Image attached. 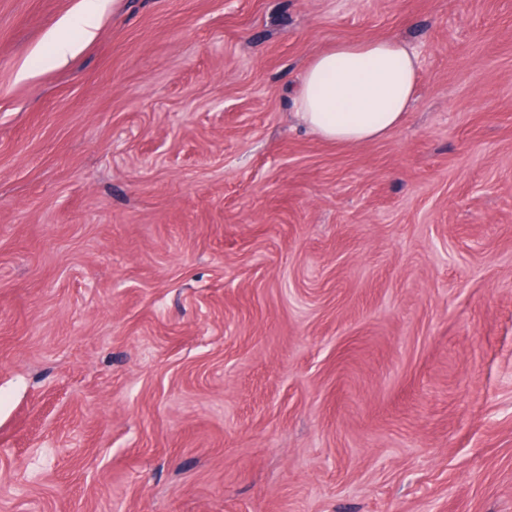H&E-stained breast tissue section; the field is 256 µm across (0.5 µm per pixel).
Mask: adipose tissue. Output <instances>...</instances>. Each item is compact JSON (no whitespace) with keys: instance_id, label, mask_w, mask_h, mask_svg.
Instances as JSON below:
<instances>
[{"instance_id":"obj_1","label":"adipose tissue","mask_w":512,"mask_h":512,"mask_svg":"<svg viewBox=\"0 0 512 512\" xmlns=\"http://www.w3.org/2000/svg\"><path fill=\"white\" fill-rule=\"evenodd\" d=\"M419 81L418 57L400 39L340 42L305 66L295 115L323 141L369 142L402 123Z\"/></svg>"}]
</instances>
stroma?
Segmentation results:
<instances>
[{"mask_svg": "<svg viewBox=\"0 0 512 512\" xmlns=\"http://www.w3.org/2000/svg\"><path fill=\"white\" fill-rule=\"evenodd\" d=\"M83 8L0 0V512H512V0ZM379 37L402 124L308 133ZM419 81L418 57L398 38L340 42L305 66L295 115L323 141L369 142L402 123Z\"/></svg>", "mask_w": 512, "mask_h": 512, "instance_id": "35a3bbf8", "label": "stroma"}]
</instances>
